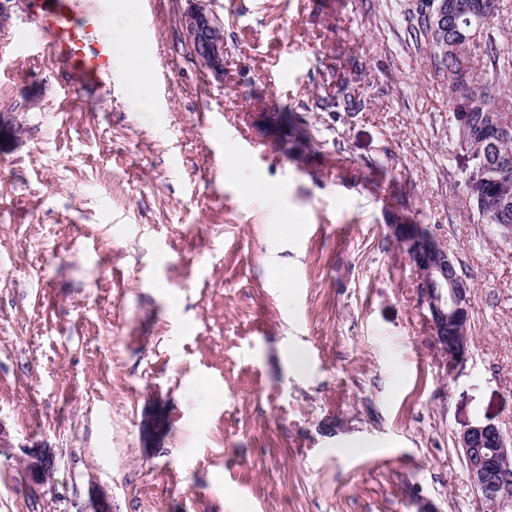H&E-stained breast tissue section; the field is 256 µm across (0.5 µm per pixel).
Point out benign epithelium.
Instances as JSON below:
<instances>
[{
	"instance_id": "benign-epithelium-1",
	"label": "benign epithelium",
	"mask_w": 512,
	"mask_h": 512,
	"mask_svg": "<svg viewBox=\"0 0 512 512\" xmlns=\"http://www.w3.org/2000/svg\"><path fill=\"white\" fill-rule=\"evenodd\" d=\"M187 8L180 17L185 42L191 47L197 63L212 77L224 81L226 52L224 20L212 8L211 0H186ZM432 22L435 28L448 26L445 0H432ZM275 112H262L260 118L273 133L274 144L287 159L303 162L308 148L301 147L288 136V125L274 119ZM391 237L407 254L415 271L419 305L426 311L432 327L434 343L446 372L464 370L470 358L471 289L453 274L454 258L425 224H389ZM457 335H448V325ZM469 483L485 502L490 512H504L512 500L501 496L506 482L512 480L507 469L512 456L503 432L493 424L470 427L458 440ZM53 453L46 447L29 448L25 458L27 481L44 485L52 478Z\"/></svg>"
}]
</instances>
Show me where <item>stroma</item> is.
I'll use <instances>...</instances> for the list:
<instances>
[{
    "label": "stroma",
    "mask_w": 512,
    "mask_h": 512,
    "mask_svg": "<svg viewBox=\"0 0 512 512\" xmlns=\"http://www.w3.org/2000/svg\"><path fill=\"white\" fill-rule=\"evenodd\" d=\"M114 3L144 29L140 103L122 71L84 85L17 41L33 0H0V512H92L96 486L114 512H485L455 441L512 438V241L468 217L401 0H214L220 82L185 0ZM342 79L371 106L336 122L313 104ZM274 103L319 130L305 167L259 118ZM238 157L275 199L225 177ZM403 198L472 286L456 376L388 234ZM36 445L57 462L41 486ZM186 2L187 8L180 17L184 40L191 47L200 67L216 81H223L226 62L224 20L212 8L211 0ZM24 463L28 482L44 485L51 480L54 465L51 448H28Z\"/></svg>",
    "instance_id": "stroma-1"
}]
</instances>
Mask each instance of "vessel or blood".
<instances>
[{
    "mask_svg": "<svg viewBox=\"0 0 512 512\" xmlns=\"http://www.w3.org/2000/svg\"><path fill=\"white\" fill-rule=\"evenodd\" d=\"M112 0L75 13L72 0H44L37 28L22 31L23 40H37L47 55L77 74L82 83L95 84L111 76L114 66H127L128 53L113 33Z\"/></svg>",
    "mask_w": 512,
    "mask_h": 512,
    "instance_id": "b4317fda",
    "label": "vessel or blood"
}]
</instances>
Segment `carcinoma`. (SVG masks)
<instances>
[{"label": "carcinoma", "mask_w": 512, "mask_h": 512, "mask_svg": "<svg viewBox=\"0 0 512 512\" xmlns=\"http://www.w3.org/2000/svg\"><path fill=\"white\" fill-rule=\"evenodd\" d=\"M485 3L489 18L479 26L462 15L458 18L461 32L448 30L445 40L433 34L428 9L429 0H408L405 13L414 40L424 43L438 70L447 77L448 105L454 125L455 152L470 155L469 175L487 178L483 195H467L466 206L472 220L495 224L503 233L512 234V210L499 213L503 199L512 200V166L504 171L493 169L499 157L512 162V134L498 139L486 128L490 117L499 118L512 128V43L502 39L498 19L504 11V0H471ZM470 65L463 68V54ZM367 100L347 80L335 84V90L319 95L315 108L342 119L366 111ZM464 118L467 134H461L458 118Z\"/></svg>", "instance_id": "carcinoma-1"}]
</instances>
